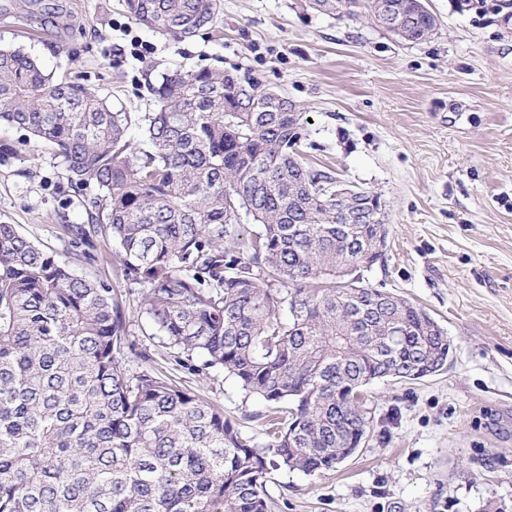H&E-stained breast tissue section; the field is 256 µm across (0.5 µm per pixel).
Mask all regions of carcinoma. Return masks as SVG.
<instances>
[{"instance_id": "1", "label": "carcinoma", "mask_w": 512, "mask_h": 512, "mask_svg": "<svg viewBox=\"0 0 512 512\" xmlns=\"http://www.w3.org/2000/svg\"><path fill=\"white\" fill-rule=\"evenodd\" d=\"M402 0H309L324 14H376ZM140 24L177 39L212 25L217 0H126ZM437 27L394 32L411 42ZM251 75L172 70L151 112H114L97 93L0 50V125L60 158L85 198L74 237L117 241L143 286L150 326L177 365L221 370L280 420L262 447L224 408L156 371L129 373L126 315L110 283L72 272L0 224V512H273L284 466L331 470L367 435L356 392L413 382L448 364V336L422 307L338 270L371 264L375 225L351 222L306 164L296 104ZM140 130L141 147L128 138ZM261 230L239 236L242 215Z\"/></svg>"}]
</instances>
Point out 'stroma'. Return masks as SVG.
<instances>
[{
	"label": "stroma",
	"instance_id": "stroma-1",
	"mask_svg": "<svg viewBox=\"0 0 512 512\" xmlns=\"http://www.w3.org/2000/svg\"><path fill=\"white\" fill-rule=\"evenodd\" d=\"M424 3L437 29L410 42L306 0H219L211 28L189 40L139 24L124 0H0V48L37 57L116 110L152 111L148 84L167 69L249 70L307 117L308 164L379 196L388 248L363 282L424 308L454 353L437 375L367 386V441L334 470L271 471L275 512H512V0L480 12ZM4 142L0 223L112 284L137 347L129 372L156 370L217 401L243 437L264 444L262 401L223 373L177 366L153 335L118 243L75 246L65 227L86 223L84 196L58 159L0 125Z\"/></svg>",
	"mask_w": 512,
	"mask_h": 512
}]
</instances>
